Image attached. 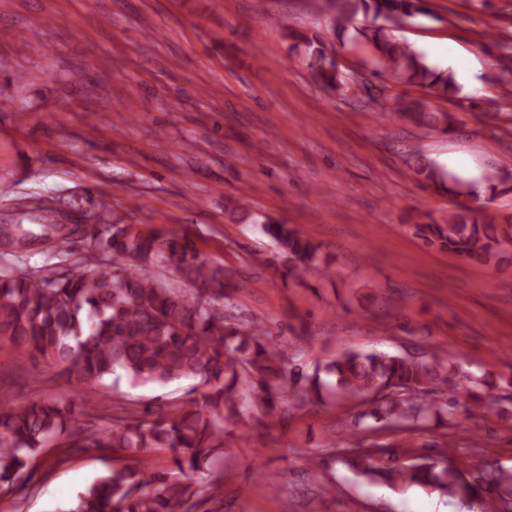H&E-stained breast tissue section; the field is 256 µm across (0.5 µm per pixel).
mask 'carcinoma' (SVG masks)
Instances as JSON below:
<instances>
[{"label": "carcinoma", "instance_id": "carcinoma-1", "mask_svg": "<svg viewBox=\"0 0 512 512\" xmlns=\"http://www.w3.org/2000/svg\"><path fill=\"white\" fill-rule=\"evenodd\" d=\"M316 10L330 12L334 21L348 24L358 15L383 23L360 32L371 54V77L385 73L419 85L435 98L458 91L451 72L430 66L425 57L391 38L388 27L430 14L428 0H314ZM291 47L300 50L315 81L349 98L354 80L338 68L335 51L322 40L288 26L280 16ZM493 84L512 85V44L505 45ZM387 117L411 118L429 130L454 128L449 112H421L402 105ZM414 172L425 188H442L456 196H474V184L455 177L443 179L436 165L418 159ZM489 199L512 190V174L485 175ZM489 203L448 213L439 223L422 225L425 239L457 256L489 262L512 254V225L499 223L487 212ZM263 231L281 259L283 275L301 281L318 258L319 246L294 226L267 221ZM51 242L63 252L69 247L66 227L41 224L38 229L15 225L11 242L26 247ZM91 250L102 254L78 271L0 275V342L21 356L41 358L83 384L107 387L111 377L124 376L133 387L191 384L193 397L168 400L157 417L134 422L114 416L104 428H75L83 405L70 398L52 397L15 408L0 401V492L33 478L32 462L54 442L67 451L110 448L126 464L96 478L67 512H196L206 502L223 500L224 438L230 428L246 431L258 423L266 428L280 417L283 396L297 407L338 402L369 403L371 418L384 427L456 426L452 400L427 401L429 389L456 386V360L418 359L384 352L340 351L313 372L288 367L285 353L268 348L259 324L224 322V268L202 257L185 232L144 231L134 224L114 222L103 233L90 235ZM173 268L176 283L153 273ZM185 287H180V284ZM169 455L171 466L151 469L135 462L150 452ZM457 449L438 459L375 465L377 452L351 448L347 462L356 475L396 492L415 485L460 502L494 494L484 500L483 512H512V471L498 468L489 480H471L455 465ZM200 473V481L185 482V469Z\"/></svg>", "mask_w": 512, "mask_h": 512}]
</instances>
